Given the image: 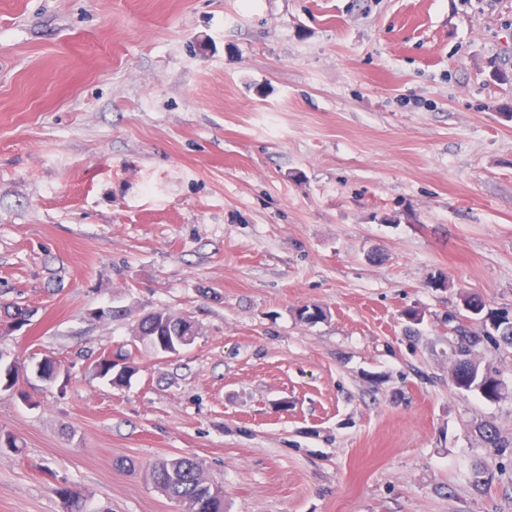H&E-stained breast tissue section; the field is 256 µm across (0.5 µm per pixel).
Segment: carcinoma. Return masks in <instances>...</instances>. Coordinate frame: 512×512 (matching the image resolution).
<instances>
[{"label": "carcinoma", "instance_id": "obj_1", "mask_svg": "<svg viewBox=\"0 0 512 512\" xmlns=\"http://www.w3.org/2000/svg\"><path fill=\"white\" fill-rule=\"evenodd\" d=\"M463 301L465 308L473 312L482 325L493 328L506 344L512 346V322L507 314L487 309L477 294H468ZM323 315V309L317 305H303L297 309L298 320L306 324L317 322ZM25 316L26 309L18 305L12 304L3 309L4 323L10 330ZM453 332L458 338L460 356L453 374L455 387L464 391H477L489 401L498 399L500 387L493 383V376L480 371L471 359L480 337L462 322L453 328ZM198 334L199 328L195 321L167 310L154 311L138 319L134 327V335L155 352L159 345L172 343L179 336L186 338L185 345L188 346ZM60 370L61 363L51 359L43 360L37 368L40 377L49 382L57 379ZM93 372L120 386L130 381L135 367L128 365L122 371L114 368L111 356L105 354L96 362ZM149 476L156 488L167 497L182 503L186 512H224L223 488L209 482L199 463L192 457L182 456L156 462L150 466ZM55 493L63 502V512H112L108 506L90 507L87 500L70 487H59Z\"/></svg>", "mask_w": 512, "mask_h": 512}]
</instances>
